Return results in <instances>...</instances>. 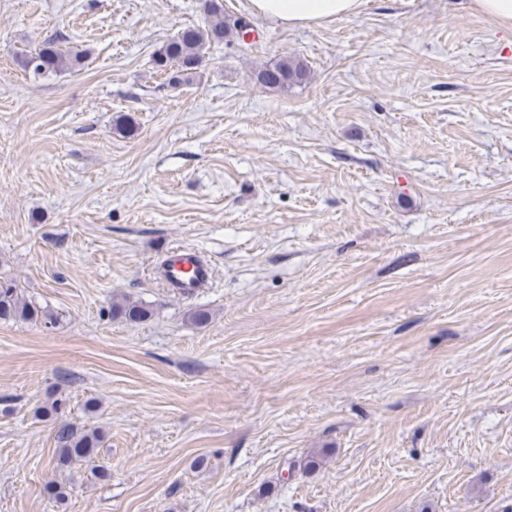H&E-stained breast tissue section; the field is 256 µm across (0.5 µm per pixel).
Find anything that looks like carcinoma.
I'll list each match as a JSON object with an SVG mask.
<instances>
[{"instance_id":"1","label":"carcinoma","mask_w":512,"mask_h":512,"mask_svg":"<svg viewBox=\"0 0 512 512\" xmlns=\"http://www.w3.org/2000/svg\"><path fill=\"white\" fill-rule=\"evenodd\" d=\"M205 11L207 18L204 25L184 28L155 54L156 67L164 72L173 71L176 82L192 76L203 65V48L206 44L224 41L225 32L232 29L240 39L250 30L251 24L245 18L237 17L231 21L224 17V5L220 0H207ZM76 60L78 57L48 42L25 53L22 64L26 71L35 76H43ZM306 76V65L300 60L287 57L258 70L256 80L266 87L287 89L302 83ZM110 313L114 318L135 323L146 321L152 316L148 306L128 298L113 301ZM41 317H46V313L22 299L11 282H0V322L37 321ZM55 442L60 448L59 462L91 460L98 453L102 435L95 428L79 429L73 424L64 423L56 430Z\"/></svg>"}]
</instances>
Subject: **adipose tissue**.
<instances>
[{"mask_svg":"<svg viewBox=\"0 0 512 512\" xmlns=\"http://www.w3.org/2000/svg\"><path fill=\"white\" fill-rule=\"evenodd\" d=\"M362 5L363 0H250L255 15L291 28L353 16Z\"/></svg>","mask_w":512,"mask_h":512,"instance_id":"1","label":"adipose tissue"}]
</instances>
